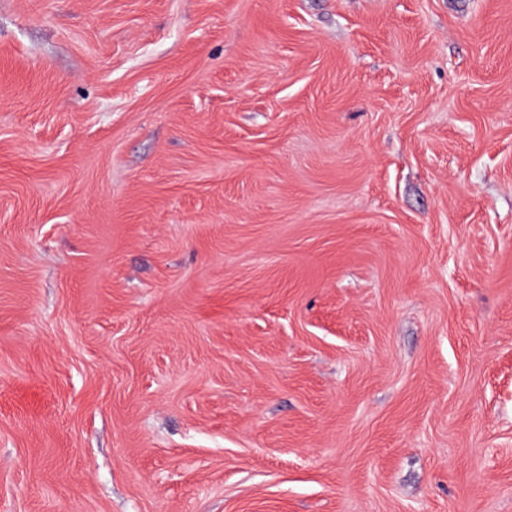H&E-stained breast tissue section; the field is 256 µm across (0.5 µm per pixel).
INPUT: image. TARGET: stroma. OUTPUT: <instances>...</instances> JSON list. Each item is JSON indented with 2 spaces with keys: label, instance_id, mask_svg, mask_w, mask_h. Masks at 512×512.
Instances as JSON below:
<instances>
[{
  "label": "stroma",
  "instance_id": "stroma-1",
  "mask_svg": "<svg viewBox=\"0 0 512 512\" xmlns=\"http://www.w3.org/2000/svg\"><path fill=\"white\" fill-rule=\"evenodd\" d=\"M0 512H512V0H0Z\"/></svg>",
  "mask_w": 512,
  "mask_h": 512
}]
</instances>
